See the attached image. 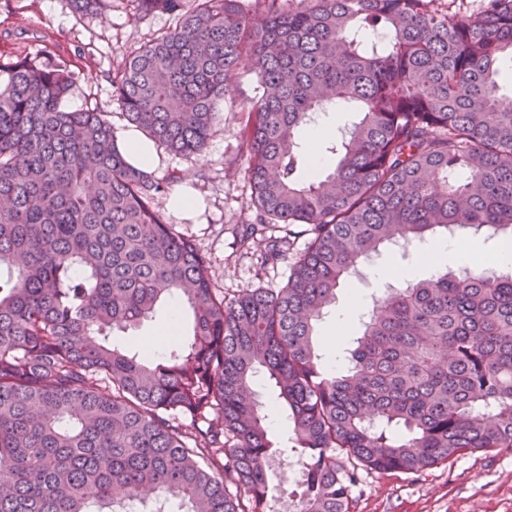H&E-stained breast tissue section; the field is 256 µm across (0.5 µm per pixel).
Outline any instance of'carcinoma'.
<instances>
[{"label": "carcinoma", "mask_w": 512, "mask_h": 512, "mask_svg": "<svg viewBox=\"0 0 512 512\" xmlns=\"http://www.w3.org/2000/svg\"><path fill=\"white\" fill-rule=\"evenodd\" d=\"M102 15L112 0H70ZM174 18L123 58L112 97L154 144L202 154L246 62L241 108L260 224H304L287 282L226 299L165 184L129 164L109 113L69 110L71 65L0 52V512H268L277 452L251 386L274 381L304 467L294 512H348L355 471L419 472L512 449V272L466 267L392 289L346 372L315 327L340 280L398 241L472 229L512 240V0H134ZM343 102L334 168L300 179V135ZM292 241L271 239L264 259ZM186 302L193 339L147 365L110 342Z\"/></svg>", "instance_id": "carcinoma-1"}]
</instances>
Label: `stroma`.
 <instances>
[{"instance_id": "stroma-1", "label": "stroma", "mask_w": 512, "mask_h": 512, "mask_svg": "<svg viewBox=\"0 0 512 512\" xmlns=\"http://www.w3.org/2000/svg\"><path fill=\"white\" fill-rule=\"evenodd\" d=\"M171 17L157 13L138 20L127 0H115L103 18L79 15L68 0H0V51L32 52L41 48L43 36L53 38L57 51L76 67V81L65 102L68 109L100 106L113 113L115 133L129 123L115 113L112 72L127 52L153 35L171 27ZM230 95L217 105L214 133L201 156L184 157L159 150L155 178L169 180L168 194L155 200V208L166 223L194 239L210 259L216 287L226 298L237 297L250 288L275 289L284 285L293 262L292 255L276 263L264 260L265 246H243L241 239L259 216L250 203L251 190L242 151L240 109L256 94L254 75L248 69L231 72L227 79ZM183 174L180 182L172 174ZM196 193L202 201L189 219L170 208L171 195L181 190ZM380 286L349 276L336 291V305L317 325V347L322 369L343 370L347 351L359 336L360 322L340 325L343 310L352 295L363 299L379 295ZM339 344H331V336ZM253 385L263 406L271 438L279 448L276 464L268 473L271 512H283L297 482L291 481L289 464L298 463L288 440V420L278 404L277 391L264 377ZM352 490L350 512H512V449L468 450L418 473H378L359 469Z\"/></svg>"}]
</instances>
